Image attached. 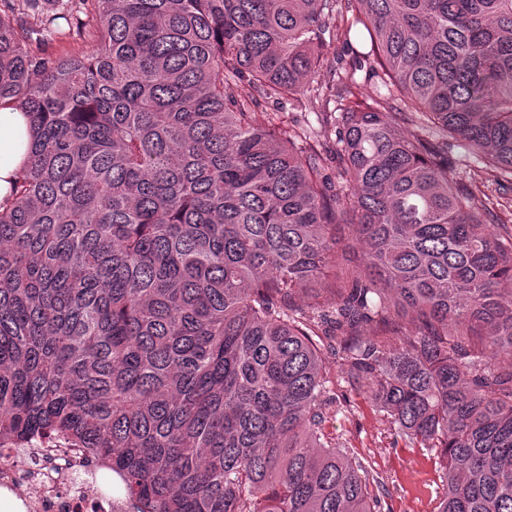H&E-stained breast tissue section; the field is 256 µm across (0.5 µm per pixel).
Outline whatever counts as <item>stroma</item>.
<instances>
[{"instance_id": "stroma-1", "label": "stroma", "mask_w": 512, "mask_h": 512, "mask_svg": "<svg viewBox=\"0 0 512 512\" xmlns=\"http://www.w3.org/2000/svg\"><path fill=\"white\" fill-rule=\"evenodd\" d=\"M281 118L307 130L321 149L333 148L335 136L318 108L299 104L286 108ZM329 388L335 402L325 432L374 477L381 512H433L444 492L436 450L403 438L380 408L350 387L344 374L334 373Z\"/></svg>"}]
</instances>
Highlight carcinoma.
<instances>
[{
    "label": "carcinoma",
    "instance_id": "carcinoma-1",
    "mask_svg": "<svg viewBox=\"0 0 512 512\" xmlns=\"http://www.w3.org/2000/svg\"><path fill=\"white\" fill-rule=\"evenodd\" d=\"M34 2L0 0V107L32 128L0 202V439L68 437L132 512H379L324 432L328 337L439 450L436 512H512V0H56L40 33L90 59L31 51ZM353 35L377 84L310 87ZM330 97V153L259 111ZM40 48L51 56H58L59 54H77L87 56L92 54L96 49V44L92 41H72L70 39L60 40L52 37L45 41ZM448 147L451 153L458 159V166L453 171L457 179H481L484 177V163L480 156L471 153L461 142L448 135Z\"/></svg>",
    "mask_w": 512,
    "mask_h": 512
}]
</instances>
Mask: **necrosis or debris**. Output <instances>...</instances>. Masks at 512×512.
Returning a JSON list of instances; mask_svg holds the SVG:
<instances>
[{"mask_svg":"<svg viewBox=\"0 0 512 512\" xmlns=\"http://www.w3.org/2000/svg\"><path fill=\"white\" fill-rule=\"evenodd\" d=\"M113 482L109 472L89 468L86 449L63 436L0 445V494L19 501L22 512H127Z\"/></svg>","mask_w":512,"mask_h":512,"instance_id":"4bbe7bcc","label":"necrosis or debris"}]
</instances>
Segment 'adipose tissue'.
<instances>
[{
    "instance_id": "obj_1",
    "label": "adipose tissue",
    "mask_w": 512,
    "mask_h": 512,
    "mask_svg": "<svg viewBox=\"0 0 512 512\" xmlns=\"http://www.w3.org/2000/svg\"><path fill=\"white\" fill-rule=\"evenodd\" d=\"M30 120L24 113L0 109V200L9 195L17 172L30 156Z\"/></svg>"
}]
</instances>
